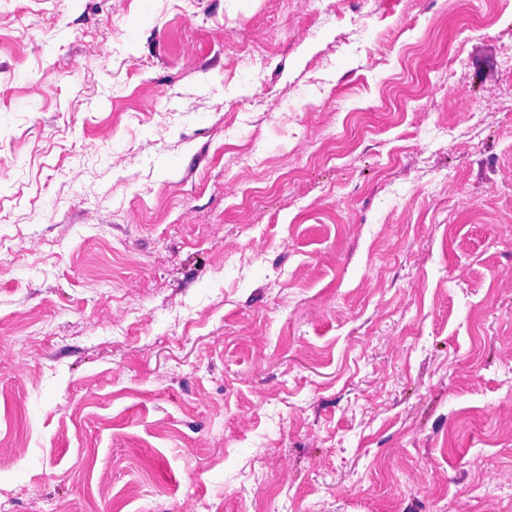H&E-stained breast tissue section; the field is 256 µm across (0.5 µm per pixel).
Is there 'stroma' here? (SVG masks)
Returning a JSON list of instances; mask_svg holds the SVG:
<instances>
[{
	"instance_id": "obj_1",
	"label": "stroma",
	"mask_w": 512,
	"mask_h": 512,
	"mask_svg": "<svg viewBox=\"0 0 512 512\" xmlns=\"http://www.w3.org/2000/svg\"><path fill=\"white\" fill-rule=\"evenodd\" d=\"M506 97L512 0H0V512H512Z\"/></svg>"
}]
</instances>
